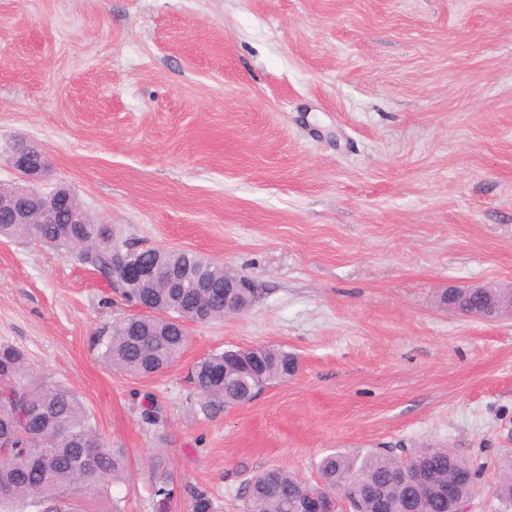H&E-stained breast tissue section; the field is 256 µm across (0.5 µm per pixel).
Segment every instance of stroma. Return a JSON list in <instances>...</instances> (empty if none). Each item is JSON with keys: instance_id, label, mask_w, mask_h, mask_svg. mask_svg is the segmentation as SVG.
Listing matches in <instances>:
<instances>
[{"instance_id": "stroma-1", "label": "stroma", "mask_w": 512, "mask_h": 512, "mask_svg": "<svg viewBox=\"0 0 512 512\" xmlns=\"http://www.w3.org/2000/svg\"><path fill=\"white\" fill-rule=\"evenodd\" d=\"M38 147L135 246L255 280L249 312L188 326L180 361L135 377L96 345L134 307L73 258L0 239V345L65 384L129 470L97 512H156L162 453L191 512H242L247 480L318 483L333 451L445 447L477 470L468 512L512 460V321L440 304L512 285V0H0V185ZM280 346L295 375L203 408L186 376ZM154 406V421L143 417Z\"/></svg>"}]
</instances>
